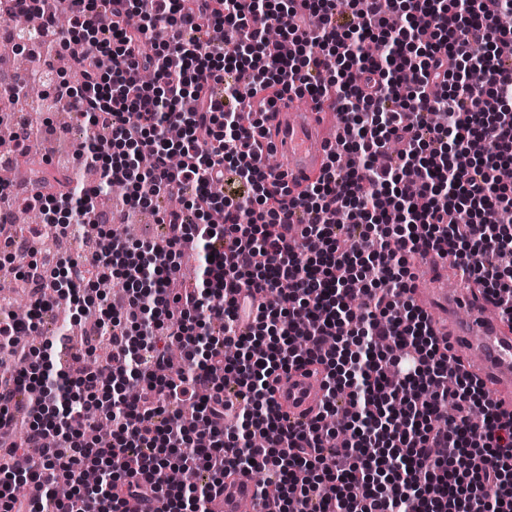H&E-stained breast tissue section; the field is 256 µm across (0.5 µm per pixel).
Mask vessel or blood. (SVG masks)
<instances>
[{
  "instance_id": "1",
  "label": "vessel or blood",
  "mask_w": 512,
  "mask_h": 512,
  "mask_svg": "<svg viewBox=\"0 0 512 512\" xmlns=\"http://www.w3.org/2000/svg\"><path fill=\"white\" fill-rule=\"evenodd\" d=\"M251 105L253 110H265L267 135L262 143L265 151L279 159L271 172L272 181L288 183L295 191L312 182L325 165L326 113L297 106L291 99L266 108L256 97ZM430 312L435 334L462 347L502 409L512 411V330L502 322L494 305L462 275L457 287L441 290ZM322 394L319 376L302 369L282 375L276 404L284 424L309 425L319 410ZM247 503L261 505L260 492L252 478L235 473L225 478L224 490L214 497L210 510L242 512Z\"/></svg>"
}]
</instances>
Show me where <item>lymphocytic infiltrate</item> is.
<instances>
[{
  "label": "lymphocytic infiltrate",
  "instance_id": "1",
  "mask_svg": "<svg viewBox=\"0 0 512 512\" xmlns=\"http://www.w3.org/2000/svg\"><path fill=\"white\" fill-rule=\"evenodd\" d=\"M70 32L57 24L60 11ZM512 0H0V12L41 21L51 52L71 54V31L90 38L72 64L82 83L47 78L56 104L100 131L78 157L104 182L127 185L130 208L168 195L164 244L119 242L104 251L94 200L72 224H53L79 254L30 249L45 277L65 275L76 302L107 269L129 296L103 312L110 381L99 360L78 354L74 384L94 406L64 401L54 428L23 424L26 446L0 442V512H123L128 499L156 500V512H210L226 472L264 473L267 512H512V412L482 380L450 364L452 347L409 295V260L452 259L512 323V67L495 53L498 17ZM112 59L109 71L100 56ZM223 84V96L212 92ZM337 87L345 124L341 150L297 197L272 189L255 153L269 103L304 91L316 101ZM447 113L440 126L433 112ZM183 135L172 140L169 126ZM198 250L199 288H170L183 242ZM53 303L33 296L26 321L0 306V417L15 388L59 397L33 348L17 337L40 329ZM306 365L323 374L324 401L304 430L285 426L274 384ZM234 379L236 418L225 429L224 378ZM193 406L208 426L179 421ZM343 414L334 448L325 420ZM108 444L88 439L99 419ZM93 464L101 481L86 484ZM209 482L193 480L197 470ZM60 471L73 492L53 494ZM40 485L27 500L22 486Z\"/></svg>",
  "mask_w": 512,
  "mask_h": 512
}]
</instances>
